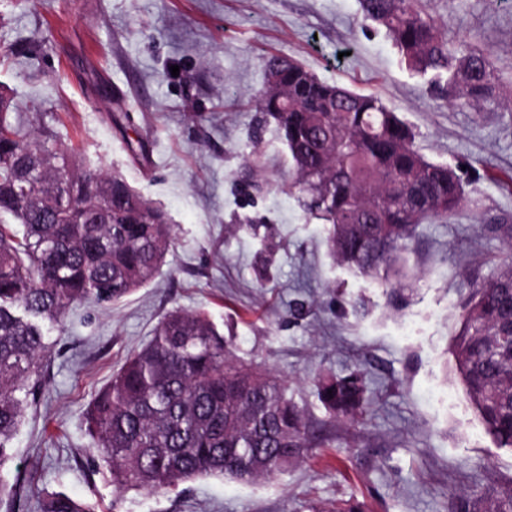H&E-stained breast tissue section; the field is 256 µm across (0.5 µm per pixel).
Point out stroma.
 Returning a JSON list of instances; mask_svg holds the SVG:
<instances>
[{
    "mask_svg": "<svg viewBox=\"0 0 512 512\" xmlns=\"http://www.w3.org/2000/svg\"><path fill=\"white\" fill-rule=\"evenodd\" d=\"M422 5L492 53L498 88L480 110L440 100L357 0H0V92L30 130L120 173L174 230L155 280L50 326L46 391L12 442V470L95 512H451L453 495L479 507L512 488V449L487 433L451 353L470 283L508 252L489 227L512 224V0ZM271 57L375 93L428 160L468 180L475 213L419 226L402 288L335 263L325 224L289 189L278 130L255 107ZM175 308L205 309L238 356L288 377L312 445L276 480L119 496L91 472L88 404ZM323 370L363 374L357 421L329 424L313 383Z\"/></svg>",
    "mask_w": 512,
    "mask_h": 512,
    "instance_id": "obj_1",
    "label": "stroma"
}]
</instances>
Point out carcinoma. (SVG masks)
I'll list each match as a JSON object with an SVG mask.
<instances>
[{"label":"carcinoma","mask_w":512,"mask_h":512,"mask_svg":"<svg viewBox=\"0 0 512 512\" xmlns=\"http://www.w3.org/2000/svg\"><path fill=\"white\" fill-rule=\"evenodd\" d=\"M362 18L385 28L408 65L446 76V101L477 110L496 90L495 63L464 38L443 36L421 0H359ZM257 96L273 119L295 175L292 187L327 224L330 257L394 288L417 227L463 213L455 169L424 158L412 128L370 93L318 78L300 64ZM53 135L12 121L0 96V470L43 391L50 352L45 323L74 304L113 305L152 281L172 245L165 211L117 173L92 171ZM456 372L486 431L512 448V260L462 302ZM363 376L318 378L329 422L362 414ZM87 434L119 494L158 493L202 477L242 483L275 478L307 447L303 413L288 381L235 356L204 312L174 309L149 342L100 389L84 415ZM40 512H93L61 492ZM484 512H512V489Z\"/></svg>","instance_id":"1"}]
</instances>
